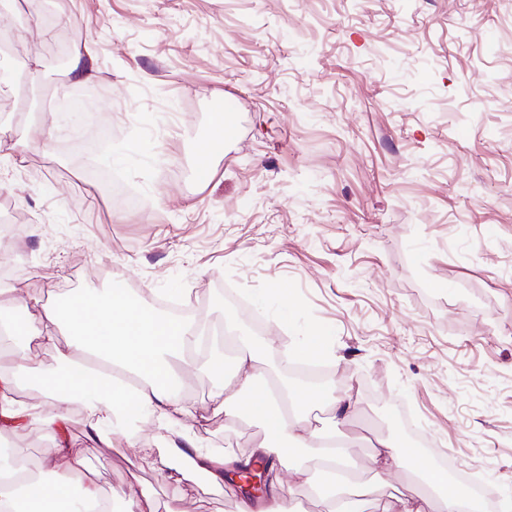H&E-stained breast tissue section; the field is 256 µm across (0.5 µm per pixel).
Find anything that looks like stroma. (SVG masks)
<instances>
[{
	"instance_id": "35a3bbf8",
	"label": "stroma",
	"mask_w": 512,
	"mask_h": 512,
	"mask_svg": "<svg viewBox=\"0 0 512 512\" xmlns=\"http://www.w3.org/2000/svg\"><path fill=\"white\" fill-rule=\"evenodd\" d=\"M9 49L47 107L19 109L0 83V194L17 213L0 260L19 269L17 306L123 282L134 298L191 308L227 356L238 327L261 320L259 350L279 367L316 329L324 364L357 406L345 446L378 512L390 488L366 469L382 439L406 457L400 413L469 478L512 492V0H0ZM88 47V76L57 70V40ZM93 85L84 126L111 141L75 163L58 112L62 89ZM233 99L236 134L198 181L215 100ZM50 129L46 139L33 126ZM110 157L129 206L88 179ZM51 347L0 353L17 399L34 406L0 443L42 467L56 433L43 423ZM212 375H186L195 409L184 431L249 456L264 440L247 415L225 416ZM66 434L117 512L129 487L158 503L178 460L153 420L137 441L98 438L81 403ZM207 474L182 512H238Z\"/></svg>"
}]
</instances>
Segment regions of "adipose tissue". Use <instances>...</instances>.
I'll use <instances>...</instances> for the list:
<instances>
[{"label":"adipose tissue","mask_w":512,"mask_h":512,"mask_svg":"<svg viewBox=\"0 0 512 512\" xmlns=\"http://www.w3.org/2000/svg\"><path fill=\"white\" fill-rule=\"evenodd\" d=\"M68 325L73 337L59 353L61 366L41 381L48 411V425L69 421L70 406L82 398L87 426L95 432H125L129 422L154 417L160 428L173 432L182 428L193 411L177 395L178 374L173 361L190 345L202 342V326L160 314L146 300L131 301L127 293L111 290L103 294H73L55 297L51 304L28 314L24 333L30 341L56 345L59 325ZM260 357L251 348L240 349L232 374L224 372L223 354L207 363L209 372L221 381L212 394L225 413H245L260 421L265 440L254 453L283 459L289 448L307 449L309 463L294 466L303 487L318 497L323 512H364V504L353 490L356 463L336 444V425L346 422L356 401L350 391H337L326 385L320 401L331 414V428L312 426L306 416V402L290 394V408L277 404L270 387L259 384ZM141 377L133 387L125 371ZM180 460L172 480L180 487H193L199 473H207L216 483L223 482L224 469L239 465L232 453L202 451L188 437H180L167 449ZM42 465L59 476V484L48 488L35 475L14 468L0 459V512H14L19 490H26L39 505V512H55L56 504L71 490H79L82 506L107 512V499L94 481L85 477L87 457L61 439L46 450ZM424 488L412 496H394L382 512H483L481 501L461 484H449L448 474L432 471L422 478Z\"/></svg>","instance_id":"ef3b65f1"}]
</instances>
